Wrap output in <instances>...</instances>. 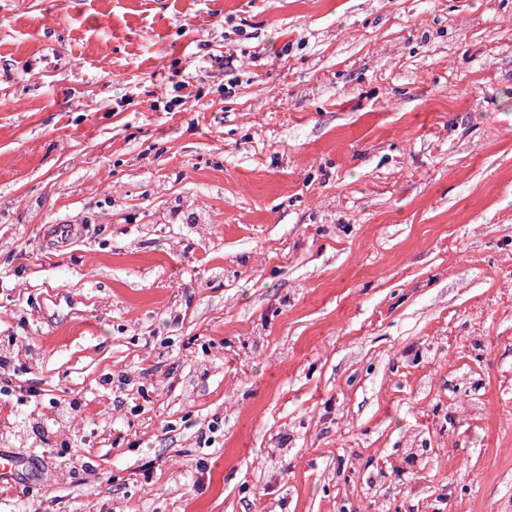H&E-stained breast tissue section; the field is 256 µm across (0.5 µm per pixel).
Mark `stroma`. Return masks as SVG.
Here are the masks:
<instances>
[{"instance_id": "stroma-1", "label": "stroma", "mask_w": 512, "mask_h": 512, "mask_svg": "<svg viewBox=\"0 0 512 512\" xmlns=\"http://www.w3.org/2000/svg\"><path fill=\"white\" fill-rule=\"evenodd\" d=\"M0 354V512H512V0H0ZM33 454L0 453V475L12 476L14 474L26 475L29 478L37 477L36 470L29 469L30 458Z\"/></svg>"}]
</instances>
